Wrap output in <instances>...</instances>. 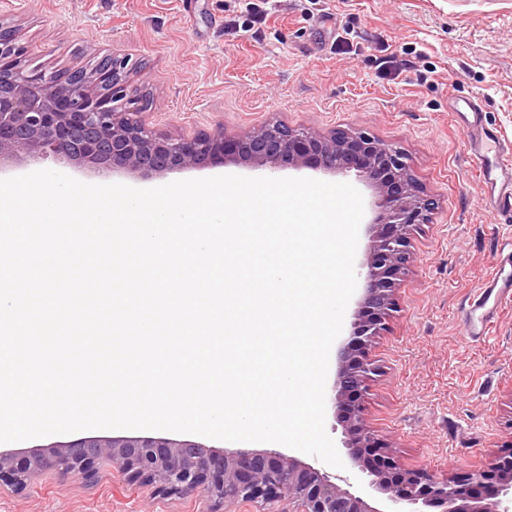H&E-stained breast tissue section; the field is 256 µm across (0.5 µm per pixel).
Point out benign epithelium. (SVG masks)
I'll return each instance as SVG.
<instances>
[{
    "mask_svg": "<svg viewBox=\"0 0 512 512\" xmlns=\"http://www.w3.org/2000/svg\"><path fill=\"white\" fill-rule=\"evenodd\" d=\"M127 66L117 57L95 65L107 78L110 112L101 105L99 79L84 70L46 77L29 64L18 68L8 84L0 85V173L20 156L29 163L52 156L97 174H133L140 179L218 166L230 157L272 172L285 165L333 174L356 171L378 193L377 214L367 227L368 253L360 271L363 294L350 335L336 349L332 407L344 433V465L363 475V482L355 491L342 488L327 473L276 449L216 453L196 441L164 443L152 435L111 439L81 432L68 447L91 452L75 461L55 458L45 466L64 476L75 472L91 477L101 460L110 457L115 471L135 484L225 502L286 505L288 512H384L370 504L375 493L384 497L389 512H512V444L458 480L441 479L426 468L404 467L365 424V382L374 371L368 351L385 330L412 231L433 209L402 154L366 135L326 139L284 124L235 139L241 149L232 155L224 152L230 138L222 124L187 138L158 134L149 128L145 113L136 111L143 97L129 82ZM81 124L94 127L95 141L71 136L72 127ZM100 142L110 144L108 154H100ZM24 470L37 473L16 465V450L0 448V485L16 483Z\"/></svg>",
    "mask_w": 512,
    "mask_h": 512,
    "instance_id": "1",
    "label": "benign epithelium"
}]
</instances>
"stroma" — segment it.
<instances>
[{
  "instance_id": "1",
  "label": "stroma",
  "mask_w": 512,
  "mask_h": 512,
  "mask_svg": "<svg viewBox=\"0 0 512 512\" xmlns=\"http://www.w3.org/2000/svg\"><path fill=\"white\" fill-rule=\"evenodd\" d=\"M34 62L88 68L128 58L148 122L179 138L270 122L363 133L399 151L434 202L415 232L395 309L369 357L365 423L409 468L463 476L512 444V297L486 339L461 322L512 238L488 212L450 100L483 98L512 142V0H0ZM407 68L391 74L390 56ZM0 512H263L131 486L99 465L86 481L47 470L0 486Z\"/></svg>"
}]
</instances>
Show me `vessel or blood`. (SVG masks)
I'll return each mask as SVG.
<instances>
[{
  "label": "vessel or blood",
  "mask_w": 512,
  "mask_h": 512,
  "mask_svg": "<svg viewBox=\"0 0 512 512\" xmlns=\"http://www.w3.org/2000/svg\"><path fill=\"white\" fill-rule=\"evenodd\" d=\"M483 100L472 94L458 98L453 107V118L462 127L474 168L484 189V205L496 199L512 201V143H507L488 132L482 124ZM512 295V271L498 268L489 276L478 297L466 302L462 321L468 335L486 337L495 320L499 301Z\"/></svg>",
  "instance_id": "vessel-or-blood-1"
}]
</instances>
